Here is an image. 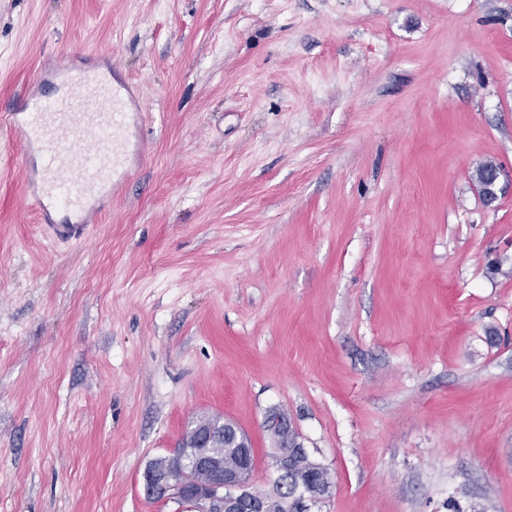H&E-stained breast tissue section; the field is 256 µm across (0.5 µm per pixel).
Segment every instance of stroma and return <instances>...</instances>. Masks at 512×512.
<instances>
[{
	"mask_svg": "<svg viewBox=\"0 0 512 512\" xmlns=\"http://www.w3.org/2000/svg\"><path fill=\"white\" fill-rule=\"evenodd\" d=\"M112 67L144 153L54 241L0 126V512H178L217 414L319 512H512V0H0V109ZM493 164L492 162L486 163L476 171L475 180L477 184L483 181L487 168ZM504 176V171L499 165H495L487 171L486 180L480 185L481 197L487 206L495 204L500 195L503 194L502 180Z\"/></svg>",
	"mask_w": 512,
	"mask_h": 512,
	"instance_id": "stroma-1",
	"label": "stroma"
}]
</instances>
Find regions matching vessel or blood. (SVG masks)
I'll return each mask as SVG.
<instances>
[{"instance_id":"obj_1","label":"vessel or blood","mask_w":512,"mask_h":512,"mask_svg":"<svg viewBox=\"0 0 512 512\" xmlns=\"http://www.w3.org/2000/svg\"><path fill=\"white\" fill-rule=\"evenodd\" d=\"M53 97L26 94L4 116L23 156L34 158L27 184L41 216L64 213L50 225L53 237L86 239L87 217L115 196L131 172V154H142L133 139L136 114L126 83L107 72L61 68L51 75Z\"/></svg>"}]
</instances>
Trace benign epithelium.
Listing matches in <instances>:
<instances>
[{
    "instance_id": "obj_1",
    "label": "benign epithelium",
    "mask_w": 512,
    "mask_h": 512,
    "mask_svg": "<svg viewBox=\"0 0 512 512\" xmlns=\"http://www.w3.org/2000/svg\"><path fill=\"white\" fill-rule=\"evenodd\" d=\"M504 171L495 165L487 171L486 180L480 185L481 197L486 205L495 204L504 192ZM263 427L279 431L285 439L273 448L272 467L277 473L271 494L259 493L250 487L255 468L254 451L248 437L232 422H224L227 447L235 449L237 460L224 464L223 453L212 448V429L199 425L194 430L192 447L198 452L191 456H160L151 461L143 474L144 489L160 500L189 499L201 506L203 512H236L242 501L251 503L256 512H266L269 496L282 497L285 504L296 507L298 512H312V508L328 497L318 486L315 475L307 479L295 476L292 456L304 450L300 442L286 439L293 430V422L284 413L271 409L266 412Z\"/></svg>"
}]
</instances>
